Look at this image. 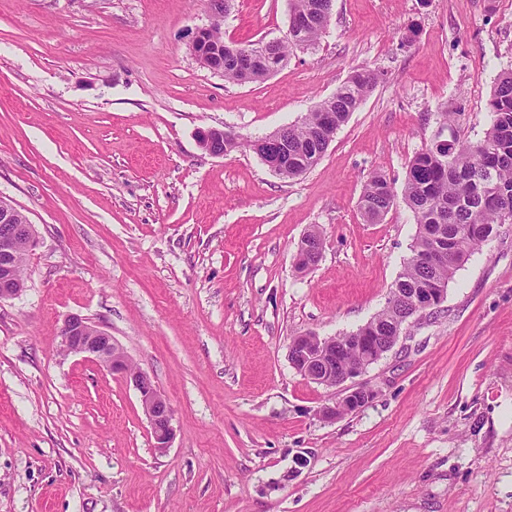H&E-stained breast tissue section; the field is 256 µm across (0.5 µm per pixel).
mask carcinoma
Wrapping results in <instances>:
<instances>
[{"instance_id":"carcinoma-1","label":"carcinoma","mask_w":512,"mask_h":512,"mask_svg":"<svg viewBox=\"0 0 512 512\" xmlns=\"http://www.w3.org/2000/svg\"><path fill=\"white\" fill-rule=\"evenodd\" d=\"M332 0H292V10L304 25L280 41L266 45V54L251 61L224 52V80L257 82L282 66L296 49L315 46L329 20ZM252 52L258 43L225 42L215 29L201 45L204 54L217 47ZM379 74L361 69L350 74L318 108L300 122L280 129L279 139L288 144L286 172L297 178L310 171L329 146L324 137L329 125L341 126L373 90ZM491 124L484 137L464 143L452 126V115L438 113L441 130L448 131L447 144L432 145L417 153L407 165L403 200L414 213L418 233L412 256L390 288L389 298L370 321L358 328L356 336L391 335L393 325L402 322L399 296L424 288H446L456 271L480 244L490 240L502 224H512V71L501 73L488 101ZM258 157H269L274 147L267 137L231 140V148L242 145ZM397 192L381 175L372 176L359 201L363 216L381 219L395 204ZM444 252L448 263L431 265L428 257Z\"/></svg>"}]
</instances>
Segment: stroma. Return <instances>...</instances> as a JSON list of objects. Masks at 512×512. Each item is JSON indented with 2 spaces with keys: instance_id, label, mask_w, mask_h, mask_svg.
<instances>
[{
  "instance_id": "35a3bbf8",
  "label": "stroma",
  "mask_w": 512,
  "mask_h": 512,
  "mask_svg": "<svg viewBox=\"0 0 512 512\" xmlns=\"http://www.w3.org/2000/svg\"><path fill=\"white\" fill-rule=\"evenodd\" d=\"M289 8L234 0L224 37L285 39ZM209 23L207 0H0V195L36 228L0 301V512H512V224L368 367L360 410L324 419L333 390L288 359L384 307L417 224L401 200L367 221L364 186L402 188L438 113L483 138L512 0H333L315 49L245 84L192 55ZM363 68L378 84L303 176L198 144L300 122ZM72 314L170 401L166 453L131 384L63 353ZM224 133L228 137H232L234 135L232 131L218 128H207L200 130L198 133L200 147L211 156L220 157L226 155L227 152L224 153V149L219 150L213 147L216 141H220L224 145Z\"/></svg>"
}]
</instances>
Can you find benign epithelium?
<instances>
[{"instance_id":"7a95c632","label":"benign epithelium","mask_w":512,"mask_h":512,"mask_svg":"<svg viewBox=\"0 0 512 512\" xmlns=\"http://www.w3.org/2000/svg\"><path fill=\"white\" fill-rule=\"evenodd\" d=\"M224 3L219 2L210 9V24L197 31L190 51L200 57L199 46L213 28L224 23ZM233 136V132L218 128L202 129L198 133L200 147L209 155L220 157L224 151L215 148V143L224 141V137ZM16 209L12 202L0 196V300L10 299L22 292L21 282L15 272L16 250L20 242L26 243V251H31L36 242V231L32 224L14 223ZM446 298V291L431 288L409 301L412 315L423 314L438 308ZM402 329L393 336H367L358 338L364 349V362L357 368L336 364V354L348 341L334 337L321 338L314 334H301L292 339L289 347V360L293 369L313 382L341 392L334 404L321 410L322 417L336 419L343 413L359 410L356 400L365 397L371 401L375 392L363 383L353 379L362 376L367 366L378 361L397 344ZM61 344L67 354L81 355L99 363L109 373L122 377L133 384L137 390L143 412L149 422L154 439V449L165 453L171 448L174 438V410L160 392L154 380L146 373L137 370L112 334L88 318L72 314L66 318L61 330Z\"/></svg>"}]
</instances>
